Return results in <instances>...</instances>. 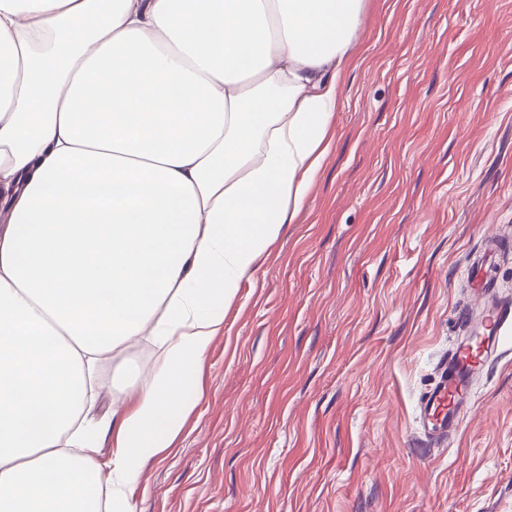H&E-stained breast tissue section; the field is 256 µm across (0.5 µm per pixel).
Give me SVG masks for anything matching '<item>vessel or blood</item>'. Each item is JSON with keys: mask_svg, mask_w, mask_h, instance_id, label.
<instances>
[{"mask_svg": "<svg viewBox=\"0 0 512 512\" xmlns=\"http://www.w3.org/2000/svg\"><path fill=\"white\" fill-rule=\"evenodd\" d=\"M484 320L492 331L486 345L475 348L463 343L455 347L442 366L438 382L424 399V410L431 418L433 434L442 435L458 428L459 410L466 399L474 370L483 365L507 338V325L512 322V304L491 305Z\"/></svg>", "mask_w": 512, "mask_h": 512, "instance_id": "b4317fda", "label": "vessel or blood"}]
</instances>
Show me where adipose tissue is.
Wrapping results in <instances>:
<instances>
[{
    "mask_svg": "<svg viewBox=\"0 0 512 512\" xmlns=\"http://www.w3.org/2000/svg\"><path fill=\"white\" fill-rule=\"evenodd\" d=\"M363 3L0 0V512H134L331 149ZM144 335L105 477L79 417Z\"/></svg>",
    "mask_w": 512,
    "mask_h": 512,
    "instance_id": "ef3b65f1",
    "label": "adipose tissue"
}]
</instances>
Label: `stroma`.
I'll use <instances>...</instances> for the list:
<instances>
[{
    "mask_svg": "<svg viewBox=\"0 0 512 512\" xmlns=\"http://www.w3.org/2000/svg\"><path fill=\"white\" fill-rule=\"evenodd\" d=\"M341 97L134 512H512V341L456 431L430 440L421 405L485 311L476 257L512 297V0H365ZM158 354L142 340L102 364L92 424Z\"/></svg>",
    "mask_w": 512,
    "mask_h": 512,
    "instance_id": "35a3bbf8",
    "label": "stroma"
}]
</instances>
